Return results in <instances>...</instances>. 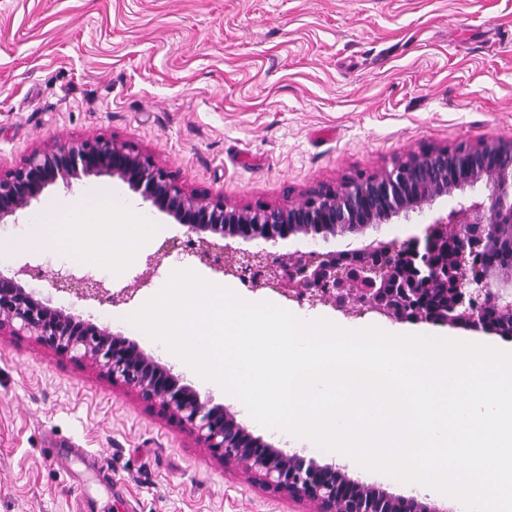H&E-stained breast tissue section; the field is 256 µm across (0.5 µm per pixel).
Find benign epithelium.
Masks as SVG:
<instances>
[{
	"instance_id": "7a95c632",
	"label": "benign epithelium",
	"mask_w": 512,
	"mask_h": 512,
	"mask_svg": "<svg viewBox=\"0 0 512 512\" xmlns=\"http://www.w3.org/2000/svg\"><path fill=\"white\" fill-rule=\"evenodd\" d=\"M102 175L123 182L187 227V254L216 273L311 308L330 305L354 316L466 326L512 338V279L501 277L494 266L471 267L469 249L462 244L442 257L438 250L455 236L488 246L504 244L512 251V141L428 149L366 178L312 189L297 203L253 208L228 205L221 196L188 193L150 157L97 137L37 148L20 165L0 173V224L18 221L50 185L60 182L69 188L83 177ZM479 184L487 191L484 198L459 200L447 216L429 222L421 240L373 239L354 249L289 254L279 260L233 246L238 240L309 236L317 228L325 229V237L362 234L394 218L409 220L435 201ZM185 243L167 239L159 252ZM157 268V256H148L145 270L117 291L78 268L56 271L49 284L57 292L119 306L130 303ZM43 277L42 267L30 261L8 274L0 271V332L28 333L58 354L75 353L92 361L145 402L160 404L205 447L265 488L307 502L312 512H447L423 498L365 484L345 468L288 453L254 435L224 405L201 397L190 381L137 342L55 307L49 298L36 297L28 282ZM489 310L495 319L487 317Z\"/></svg>"
}]
</instances>
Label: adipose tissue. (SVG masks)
Returning a JSON list of instances; mask_svg holds the SVG:
<instances>
[{"label":"adipose tissue","instance_id":"obj_1","mask_svg":"<svg viewBox=\"0 0 512 512\" xmlns=\"http://www.w3.org/2000/svg\"><path fill=\"white\" fill-rule=\"evenodd\" d=\"M23 243H53L75 260L103 264L113 275L136 266L146 242L160 227L127 198L94 190L87 198L36 213Z\"/></svg>","mask_w":512,"mask_h":512}]
</instances>
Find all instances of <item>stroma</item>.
I'll return each mask as SVG.
<instances>
[{
  "label": "stroma",
  "instance_id": "1",
  "mask_svg": "<svg viewBox=\"0 0 512 512\" xmlns=\"http://www.w3.org/2000/svg\"><path fill=\"white\" fill-rule=\"evenodd\" d=\"M123 142L186 191L286 206L411 153L512 140V0H0V169ZM107 176L48 186L66 204ZM442 198L370 234L422 236ZM355 234L254 241L277 257ZM31 289L125 333L124 306ZM87 359L0 334V512H306Z\"/></svg>",
  "mask_w": 512,
  "mask_h": 512
}]
</instances>
